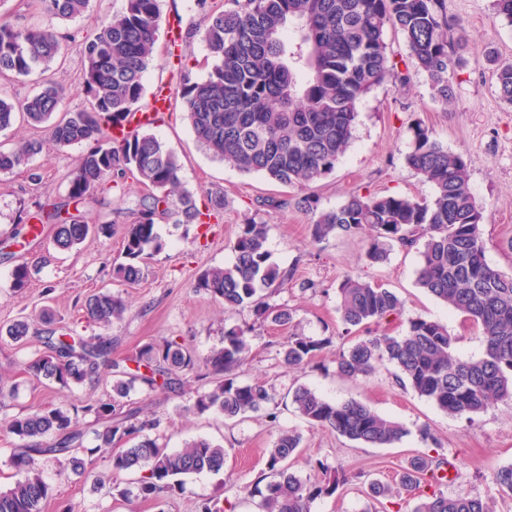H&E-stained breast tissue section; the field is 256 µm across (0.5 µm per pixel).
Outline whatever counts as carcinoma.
Segmentation results:
<instances>
[{
	"mask_svg": "<svg viewBox=\"0 0 512 512\" xmlns=\"http://www.w3.org/2000/svg\"><path fill=\"white\" fill-rule=\"evenodd\" d=\"M50 16L72 21L85 16L91 0H43ZM206 9L202 41L215 58L210 75L196 81L184 76L180 97L196 140L216 159L242 173H258L286 186H302L332 173L349 148L358 104L375 87L406 79L390 55L387 27L404 37L412 66L427 78L432 97L446 106L453 101L454 83L466 67L467 44L460 24L448 16L446 0H245L239 9L224 10L198 0ZM160 0H126L124 10L98 22L84 43L83 91L90 107L58 115L61 88L46 77L39 90L21 104L0 97V131L21 118L33 126L48 125L53 141L68 147L87 144L72 173L66 196L38 207L33 219L51 225V243L69 250L90 234L112 235L110 224H90L72 213L88 194L131 174L154 189L123 237L126 262L119 265L121 281L141 278L139 260L163 243L156 220L171 214L186 224H208L222 208L220 199L199 206L182 186L177 158L146 130L127 129L130 114L144 95L143 77L154 60ZM66 35L46 26L16 28L0 24V76L22 78L45 73L62 63ZM500 97L512 104V64L496 69ZM412 143L406 165L434 188L431 199L402 194L350 192L337 208L320 211L313 239L337 233L371 232L366 258L385 262L391 247L423 242L417 285L449 308L464 314L480 330L484 346L478 359L455 354L456 338L438 321L417 317L404 332L366 336L336 356V374L345 379L369 377L380 363L398 370L397 381L431 401L450 417L470 416L492 404L512 399V277L486 261L480 224L483 211L470 190L471 161L448 150L420 123L411 127ZM42 150L32 138L0 150V173H9ZM268 225L253 218L240 225L232 244L234 261L227 267L202 270L195 288L228 310L249 307L257 319L279 326L292 323V312L266 301L263 291L283 284L288 274L271 262ZM31 265L12 271L13 288L28 286ZM338 312L346 327L379 326L399 314L400 298L380 284L348 276L339 284ZM84 308L90 321L110 327L128 305L110 290L90 296ZM29 325L17 321L6 330L15 344L26 343ZM251 329H224L222 346L198 361L184 344L165 339L147 343L130 358L136 369L112 364V399L71 410L47 407L24 417L5 419L0 426L25 441L14 449L10 465L19 475L0 490V512H42L50 496L39 460L61 456L71 470L95 474L88 455H109L112 474L141 473L138 496L154 498L182 489L183 477L224 468L225 450L197 439L169 452L147 432L158 421L124 400L137 386L174 390L182 376L194 374L210 387L196 391L190 410L202 415L219 412L236 418L260 410L269 418L274 397L261 382L239 379L251 352ZM330 339H313L293 332L283 343V360L290 367L309 364ZM48 352L24 363L26 373L68 389L84 382L94 360L111 354L112 342L97 336L86 340L70 333L47 332ZM298 415L312 426L328 429L363 446L390 445L406 433L404 427L350 399L329 400L299 386L291 398ZM92 415L95 446L83 447L78 415ZM127 447L119 448L120 442ZM294 430L280 433L269 449L272 479L260 491V512H310L311 501L336 490L312 485L283 463L300 447ZM432 461L414 458L398 486L373 482V498L390 499L403 489L417 498L413 512H492L490 503L460 492L449 496L433 487ZM492 482L512 493V464L498 468Z\"/></svg>",
	"mask_w": 512,
	"mask_h": 512,
	"instance_id": "carcinoma-1",
	"label": "carcinoma"
}]
</instances>
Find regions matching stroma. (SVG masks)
Listing matches in <instances>:
<instances>
[{"label": "stroma", "instance_id": "35a3bbf8", "mask_svg": "<svg viewBox=\"0 0 512 512\" xmlns=\"http://www.w3.org/2000/svg\"><path fill=\"white\" fill-rule=\"evenodd\" d=\"M126 0H93L88 17L67 23L72 38L66 60L52 72L63 86V110L72 112L88 105L82 90L83 42L95 31L96 21L121 11ZM448 13L459 19L471 47L466 68L455 86L452 106L434 101L425 77L408 69L405 84L385 83L360 101L352 143L335 170L301 188L276 184L259 174H244L214 159L195 140L180 96L153 132L178 159L180 178L199 201L220 196L224 208L217 222L182 224L161 220L157 231L163 248L146 259L141 279L127 284L116 279L115 267L123 263V234L140 208L145 193L133 179L109 190H96L81 204L86 220L112 227L111 237L88 236L77 248L55 251L48 236L11 238V231L27 224L39 202L66 194L68 181L85 148H58L48 143L44 127L17 123L0 132V147L8 149L22 138L45 140L42 154L13 172L0 174V327L16 320L28 321L25 349L0 338V374L15 391L0 400V419L24 416L46 407L80 406L109 399L112 373L98 362L84 383L69 389L25 373L24 361L43 354L47 329L81 336L99 334L86 317L87 296L109 289L129 304L125 318L106 332L112 341V357L123 360L146 343L174 338L207 357L222 344L224 330L251 327L252 351L243 367V379L261 380L271 388L276 418L266 412L224 418L219 413L195 414L190 406L197 382L182 390H135L129 404L158 419L150 436L159 445L177 450L186 442L206 439L226 450L220 472L186 477L183 490L164 492L152 499L133 496L138 474L128 473L109 482L106 454L95 456V470L104 483L74 474L65 460L44 458L40 467L51 496L43 512H60L72 503L80 512H198L207 499L217 500L223 512H259L255 486L266 469L268 451L280 431L301 436L299 452L288 461L292 472L311 483H335L336 490L311 504V512H412L415 501L407 495L374 503L369 496L373 481L394 482L408 462L421 455L452 461L454 479L444 485L445 494L461 491L492 500L495 512H512V494L490 479L493 470L512 463V400H503L484 412L452 418L429 401L399 385L393 365L385 363L367 379L349 380L336 374V356L361 331H345L337 312L336 290L348 276L382 284L402 302L397 318L382 324V331L399 334L409 319L421 316L440 321L455 336L460 357L480 356L483 347L478 330L459 312L447 308L416 284L417 248L393 246L385 263L369 265L367 235L338 234L322 241L312 236L315 212L343 203L349 192L398 193L424 197L431 189L404 163L410 128L420 122L432 130L448 149L471 161L470 187L485 220L481 226L489 265L512 276V105L498 95L497 63H512V27L498 23L492 0H447ZM204 13L197 0H160L156 56L144 77L146 90L164 82L179 83L165 36L170 24H180L184 39L178 55L195 79L212 71L214 60L198 30ZM268 226L271 260L287 272V281L271 288L268 301L292 310V326L257 321L252 309L224 310L221 303L198 291L195 282L209 266H227L233 260L231 246L246 218ZM37 260L24 291L12 286V271L22 262ZM329 339L309 365L291 370L282 362V344L291 330ZM326 398L361 400L379 414L403 424L407 434L385 447H366L335 432L304 421L295 411L291 395L299 386ZM429 427L437 444L422 442L418 430ZM323 468H316V461ZM130 489L129 497L115 495L114 487Z\"/></svg>", "mask_w": 512, "mask_h": 512}]
</instances>
